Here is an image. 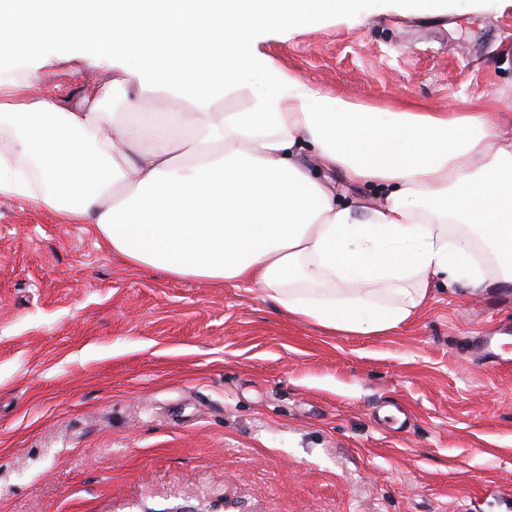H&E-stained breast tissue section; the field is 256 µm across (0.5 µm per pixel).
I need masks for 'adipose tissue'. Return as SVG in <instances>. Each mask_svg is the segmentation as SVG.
Wrapping results in <instances>:
<instances>
[{"instance_id":"obj_1","label":"adipose tissue","mask_w":512,"mask_h":512,"mask_svg":"<svg viewBox=\"0 0 512 512\" xmlns=\"http://www.w3.org/2000/svg\"><path fill=\"white\" fill-rule=\"evenodd\" d=\"M512 10V0H0V46L64 38L119 76L77 102L0 79V196L95 225L135 268L258 288L334 334L385 336L434 281L512 287V130L495 112L375 108L316 88L264 51L302 26ZM250 89L248 112L213 104ZM161 92L193 104L130 123ZM317 156L374 207L337 204Z\"/></svg>"}]
</instances>
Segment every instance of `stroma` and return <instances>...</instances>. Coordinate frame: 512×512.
<instances>
[{
  "label": "stroma",
  "mask_w": 512,
  "mask_h": 512,
  "mask_svg": "<svg viewBox=\"0 0 512 512\" xmlns=\"http://www.w3.org/2000/svg\"><path fill=\"white\" fill-rule=\"evenodd\" d=\"M265 51L378 108L512 123V12L371 16ZM33 90L111 82L68 40ZM512 288L435 284L390 336L330 335L255 288L172 279L92 224L0 198V512H512Z\"/></svg>",
  "instance_id": "obj_1"
}]
</instances>
